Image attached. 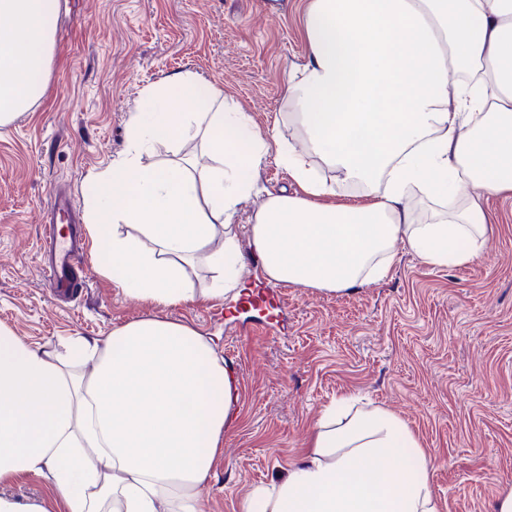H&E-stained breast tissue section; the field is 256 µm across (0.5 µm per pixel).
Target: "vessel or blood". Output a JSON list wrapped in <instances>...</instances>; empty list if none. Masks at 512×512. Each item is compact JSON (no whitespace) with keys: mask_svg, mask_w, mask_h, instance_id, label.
<instances>
[{"mask_svg":"<svg viewBox=\"0 0 512 512\" xmlns=\"http://www.w3.org/2000/svg\"><path fill=\"white\" fill-rule=\"evenodd\" d=\"M51 209L56 214V221L46 225L38 244L39 249L50 252L41 269L58 296L72 297L77 295L83 283L76 273L78 259L83 254L82 238L69 201L60 195H52Z\"/></svg>","mask_w":512,"mask_h":512,"instance_id":"obj_1","label":"vessel or blood"}]
</instances>
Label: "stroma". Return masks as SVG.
<instances>
[{
    "mask_svg": "<svg viewBox=\"0 0 512 512\" xmlns=\"http://www.w3.org/2000/svg\"><path fill=\"white\" fill-rule=\"evenodd\" d=\"M305 0H62L48 84L0 128V324L33 348L105 337L151 313L94 268L75 302L54 300L37 241L52 190L84 211L85 179L122 157L141 93L191 73L223 88L263 130L297 141L284 91L307 47ZM263 191H295L268 160ZM484 253L432 267L406 248L389 276L346 293L286 287L260 267L235 294L160 314L197 329L240 381L203 512H239L250 487L286 476L314 421L344 396L403 418L433 460L438 512H494L512 487V200L489 199Z\"/></svg>",
    "mask_w": 512,
    "mask_h": 512,
    "instance_id": "1",
    "label": "stroma"
}]
</instances>
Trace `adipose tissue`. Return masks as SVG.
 Listing matches in <instances>:
<instances>
[{
  "instance_id": "adipose-tissue-1",
  "label": "adipose tissue",
  "mask_w": 512,
  "mask_h": 512,
  "mask_svg": "<svg viewBox=\"0 0 512 512\" xmlns=\"http://www.w3.org/2000/svg\"><path fill=\"white\" fill-rule=\"evenodd\" d=\"M60 0H0V128L41 96ZM308 46L285 89L302 143L263 132L222 88L186 73L150 88L126 154L83 186L96 271L131 298L191 299L187 265L212 275L205 298L234 293L235 222L275 157L297 185L268 195L249 226L273 281L342 292L386 279L405 243L426 264L478 257L481 206L512 197V0H306ZM201 138L204 179L148 146ZM362 186L353 200L313 167ZM447 201L416 223L411 190ZM239 380L197 330L159 315L37 350L0 324V485L46 472L48 500L0 496V512H202ZM432 461L386 408L340 400L300 463L255 486L239 512H437Z\"/></svg>"
}]
</instances>
